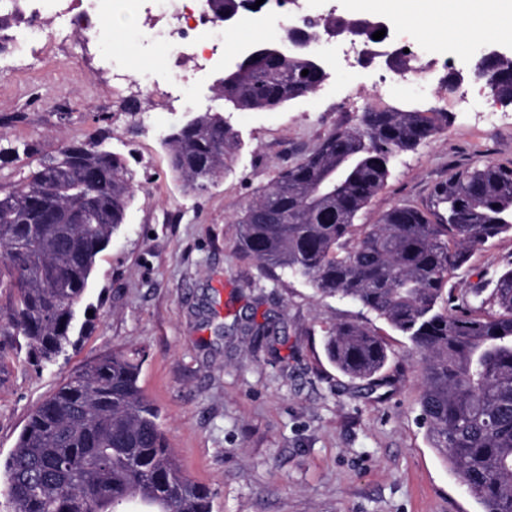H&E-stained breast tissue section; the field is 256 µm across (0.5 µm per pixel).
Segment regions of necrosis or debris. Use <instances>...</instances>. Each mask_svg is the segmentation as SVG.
<instances>
[{
  "instance_id": "obj_1",
  "label": "necrosis or debris",
  "mask_w": 512,
  "mask_h": 512,
  "mask_svg": "<svg viewBox=\"0 0 512 512\" xmlns=\"http://www.w3.org/2000/svg\"><path fill=\"white\" fill-rule=\"evenodd\" d=\"M23 19L11 37V51H49L55 39L86 34L101 39L109 52L112 81L122 85L133 81L123 56L114 54L105 39L106 25L117 13L140 16L150 12L148 30H133L132 45L154 46L162 54V66L174 90H182L189 71L219 66L218 45L224 30L205 20L202 0H24Z\"/></svg>"
}]
</instances>
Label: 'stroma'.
Returning a JSON list of instances; mask_svg holds the SVG:
<instances>
[{
  "label": "stroma",
  "instance_id": "35a3bbf8",
  "mask_svg": "<svg viewBox=\"0 0 512 512\" xmlns=\"http://www.w3.org/2000/svg\"><path fill=\"white\" fill-rule=\"evenodd\" d=\"M135 25L113 17L112 44L132 73L151 72L149 90L112 87L107 58L78 35L49 56L0 53V146L19 139L33 145L31 156L0 160V187L19 183L38 156L93 137L121 156L136 188L125 224L98 254L76 307L84 326L78 345L38 364L24 337L0 335V460L32 411L78 367L120 349L139 355V384L159 409L185 473L211 489L213 512H485L419 419L422 363L412 344L357 303L319 297L287 274H266L240 250L237 219L282 169L331 130L357 126L370 109L447 112L451 121L396 157L358 223H375L400 203L427 207L434 186L452 172L512 162V112L490 124L457 110V91L475 95L486 85L450 86L441 67L406 82L395 69L346 62L317 91L274 109L224 104L208 70L175 102L166 94V73L122 42V31ZM281 35L274 20L248 13L223 53ZM412 35L466 72L476 48L490 42L480 36L466 48L421 25ZM133 101L138 111H127ZM210 107L223 113L242 146L215 184L192 192L172 172L165 138ZM510 269L508 234L475 247L448 286L457 294L488 291ZM239 311L269 333L219 334ZM343 322L367 324L382 339L387 386L369 389L328 360L325 336Z\"/></svg>",
  "mask_w": 512,
  "mask_h": 512
}]
</instances>
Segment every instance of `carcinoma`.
Returning <instances> with one entry per match:
<instances>
[{"label":"carcinoma","instance_id":"carcinoma-1","mask_svg":"<svg viewBox=\"0 0 512 512\" xmlns=\"http://www.w3.org/2000/svg\"><path fill=\"white\" fill-rule=\"evenodd\" d=\"M279 58L222 82L236 109L275 108L300 96L313 73ZM490 92L512 82L484 67ZM446 112L370 111L329 132L282 170L238 219L239 245L269 273L288 272L325 297L350 299L406 336L425 362L419 410L433 448L487 512H512V269L491 292L494 312L445 293L471 250L512 232V166L486 162L438 183L433 207L398 204L349 244L358 213L389 177L393 159L448 126ZM171 170L194 191L221 176L241 146L220 112H199L169 134ZM134 194L122 158L100 140L75 141L39 159L0 191V320L38 363L71 343L75 306L96 256L125 223ZM327 357L352 379L386 385V349L356 323L335 326ZM140 359L112 351L77 369L29 416L5 469L14 512H211V490L182 471L158 408L139 386Z\"/></svg>","mask_w":512,"mask_h":512}]
</instances>
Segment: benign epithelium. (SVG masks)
I'll return each instance as SVG.
<instances>
[{
	"mask_svg": "<svg viewBox=\"0 0 512 512\" xmlns=\"http://www.w3.org/2000/svg\"><path fill=\"white\" fill-rule=\"evenodd\" d=\"M336 9H331L326 15H308L303 19V26L288 28L287 39H271L264 43H244L238 46L235 53L224 60V74L231 76L241 69L258 64L267 58L282 55L283 46L295 56L306 59L318 75L315 88H320L331 76L332 59L316 50L314 45L325 41L327 43L338 40L344 33L362 38L368 46L363 52L364 64H369L376 57H383L387 64H392L404 54V49L394 43L393 29L395 23L381 19H357L351 22L348 29L336 30L329 25L335 17ZM240 13L238 10H226L220 14L210 13L207 19L216 25L224 26L230 31L237 26ZM381 29L386 30L383 38L373 39V34Z\"/></svg>",
	"mask_w": 512,
	"mask_h": 512,
	"instance_id": "obj_1",
	"label": "benign epithelium"
}]
</instances>
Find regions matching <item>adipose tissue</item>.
I'll use <instances>...</instances> for the list:
<instances>
[{"instance_id": "1", "label": "adipose tissue", "mask_w": 512, "mask_h": 512, "mask_svg": "<svg viewBox=\"0 0 512 512\" xmlns=\"http://www.w3.org/2000/svg\"><path fill=\"white\" fill-rule=\"evenodd\" d=\"M395 17L448 28L457 40L476 34L512 35V10H504L500 0H391Z\"/></svg>"}]
</instances>
